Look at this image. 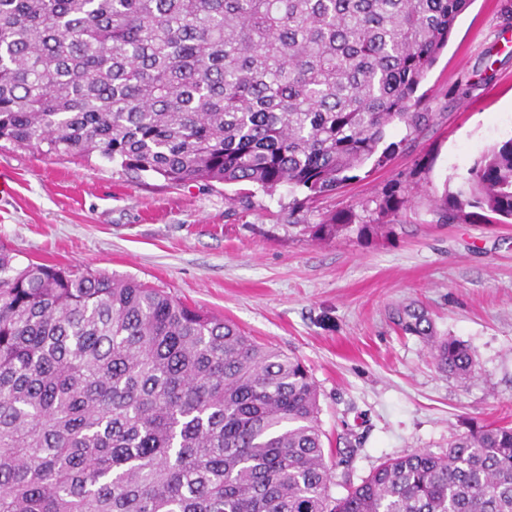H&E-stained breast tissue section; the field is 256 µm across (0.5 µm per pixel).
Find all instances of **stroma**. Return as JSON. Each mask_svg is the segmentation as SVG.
I'll use <instances>...</instances> for the list:
<instances>
[{"label": "stroma", "mask_w": 512, "mask_h": 512, "mask_svg": "<svg viewBox=\"0 0 512 512\" xmlns=\"http://www.w3.org/2000/svg\"><path fill=\"white\" fill-rule=\"evenodd\" d=\"M435 119L393 126L394 150L290 219L287 187H174L99 157L0 145V241L20 264L132 277L299 358L319 388L326 451L344 496L385 460L445 452L451 433L512 424V223L438 220L444 192L512 138V0H471L416 91ZM407 198L399 216L381 205ZM351 224L318 242L304 224ZM425 310L474 352L467 385L402 334L394 309Z\"/></svg>", "instance_id": "1"}]
</instances>
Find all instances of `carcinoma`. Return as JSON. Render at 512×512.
Segmentation results:
<instances>
[{
	"label": "carcinoma",
	"mask_w": 512,
	"mask_h": 512,
	"mask_svg": "<svg viewBox=\"0 0 512 512\" xmlns=\"http://www.w3.org/2000/svg\"><path fill=\"white\" fill-rule=\"evenodd\" d=\"M470 0H0V141L171 185L315 196L418 130L414 94ZM512 219V138L445 194ZM331 218L303 226L330 240ZM400 329L462 382L471 350ZM302 362L134 278L0 245V512H512V427L389 458L330 493Z\"/></svg>",
	"instance_id": "1"
}]
</instances>
